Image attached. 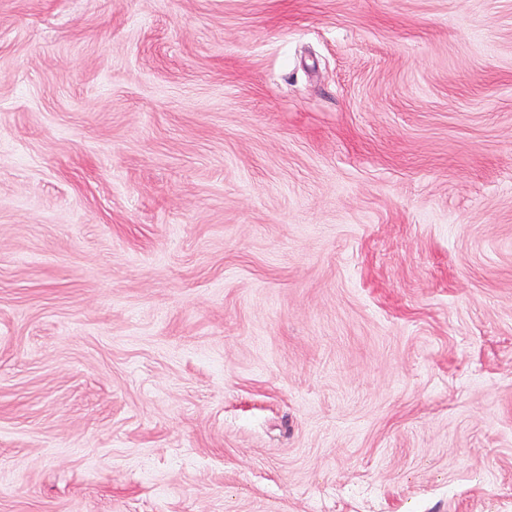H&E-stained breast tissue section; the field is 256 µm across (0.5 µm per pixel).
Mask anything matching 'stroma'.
Here are the masks:
<instances>
[{
	"label": "stroma",
	"instance_id": "35a3bbf8",
	"mask_svg": "<svg viewBox=\"0 0 512 512\" xmlns=\"http://www.w3.org/2000/svg\"><path fill=\"white\" fill-rule=\"evenodd\" d=\"M0 512H512V0H0Z\"/></svg>",
	"mask_w": 512,
	"mask_h": 512
}]
</instances>
